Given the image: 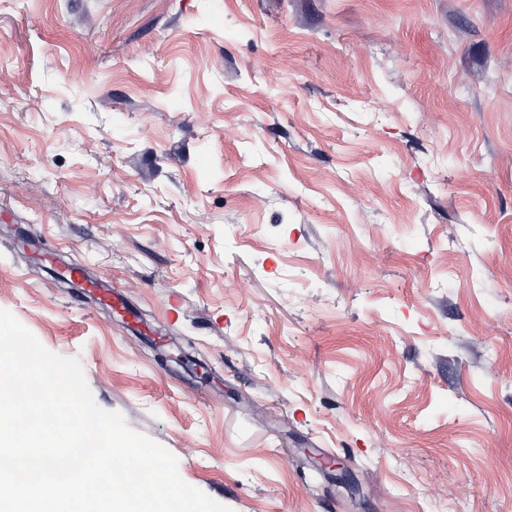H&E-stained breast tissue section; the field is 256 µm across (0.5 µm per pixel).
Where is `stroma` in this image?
<instances>
[{
    "mask_svg": "<svg viewBox=\"0 0 512 512\" xmlns=\"http://www.w3.org/2000/svg\"><path fill=\"white\" fill-rule=\"evenodd\" d=\"M0 309L232 512H512V0H0Z\"/></svg>",
    "mask_w": 512,
    "mask_h": 512,
    "instance_id": "1",
    "label": "stroma"
}]
</instances>
